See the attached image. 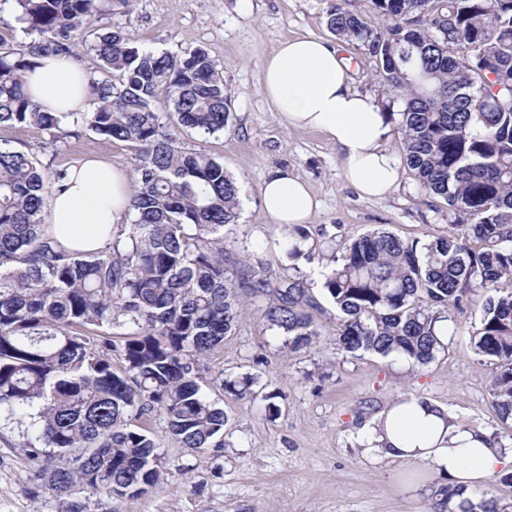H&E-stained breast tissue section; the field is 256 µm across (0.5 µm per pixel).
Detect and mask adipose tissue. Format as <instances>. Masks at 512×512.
<instances>
[{
	"instance_id": "obj_1",
	"label": "adipose tissue",
	"mask_w": 512,
	"mask_h": 512,
	"mask_svg": "<svg viewBox=\"0 0 512 512\" xmlns=\"http://www.w3.org/2000/svg\"><path fill=\"white\" fill-rule=\"evenodd\" d=\"M27 81L32 100L49 112H78L88 100L87 73L64 56L38 58ZM259 87L281 123L317 131L336 148L346 181L362 197L382 198L397 188L400 169L385 147L387 116L372 95L352 86L338 47L314 37L281 40L262 60ZM131 195L127 169L83 159L50 199L48 232L68 249L103 248L130 213ZM260 206L268 223L291 227L308 223L318 202L301 176L280 169L264 181ZM374 439L388 444L390 456L429 462L470 489L512 464V449L488 447L474 430L445 421L414 399L390 409Z\"/></svg>"
}]
</instances>
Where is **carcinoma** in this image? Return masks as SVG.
Returning <instances> with one entry per match:
<instances>
[{
	"label": "carcinoma",
	"instance_id": "carcinoma-1",
	"mask_svg": "<svg viewBox=\"0 0 512 512\" xmlns=\"http://www.w3.org/2000/svg\"><path fill=\"white\" fill-rule=\"evenodd\" d=\"M136 2L16 0L17 20L37 38L23 48L0 38V126L51 133L65 122L135 152L133 222L82 252L42 224L66 171L48 177L35 156L0 146V422L19 429L17 448L62 512H87L82 493L135 498L159 481V443L144 423L154 412L183 447H224V409L202 383L248 302L266 301L263 319L293 350L318 336L306 280L224 267L221 231L237 223L238 183L178 137L180 128L220 132L231 118L209 54L145 51L124 30L83 41L96 15L131 14ZM347 2L330 7L327 27L373 59L385 109L402 106L407 167L456 224L422 244L376 230L329 245L322 289L336 309V351L422 367L447 347L455 312L476 306L470 340L495 366L489 395L512 428V0H372L375 26ZM81 46L114 79L90 82L88 112L41 110L27 72L38 57H74ZM160 102L173 106L168 123ZM219 383L245 398L255 379ZM432 496L440 512H512L488 490L475 501L451 482Z\"/></svg>",
	"mask_w": 512,
	"mask_h": 512
}]
</instances>
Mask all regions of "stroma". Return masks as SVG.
<instances>
[{
  "mask_svg": "<svg viewBox=\"0 0 512 512\" xmlns=\"http://www.w3.org/2000/svg\"><path fill=\"white\" fill-rule=\"evenodd\" d=\"M332 0H138L133 13H106L94 31H131L141 49L174 55L201 47L216 62L232 99L223 132L181 134L185 147L222 162L240 186V216L224 228L225 256L286 274L296 268L321 305L320 333L309 348L292 351L250 307L221 349L212 373L254 377L252 396L238 398L207 384L209 400L227 417L224 446L193 452L166 432L153 414L163 469L143 496L88 501L89 512H429L438 476L422 461L403 462L368 452L370 422L397 400L420 396L462 423L493 431L497 411L488 393L489 367L480 365L469 329L478 308L457 314L445 352L418 370L374 356L342 358L332 343L336 310L321 287L330 253L325 241L349 240L383 228L408 241L448 235L453 217L445 202L421 193L408 168L383 199H364L343 175L340 157L318 132L282 126L259 89L266 54L285 38L313 36L339 44L359 91L380 96L381 83L364 49L339 41L326 27ZM36 157L45 174L90 157L132 167L133 149L89 130L63 125L49 135L28 125L0 128V143ZM278 169L295 171L320 206L307 225L302 255L288 256L290 234L267 223L259 205L262 182ZM18 432L0 428V512H60L59 500L39 487L16 444Z\"/></svg>",
  "mask_w": 512,
  "mask_h": 512,
  "instance_id": "35a3bbf8",
  "label": "stroma"
}]
</instances>
